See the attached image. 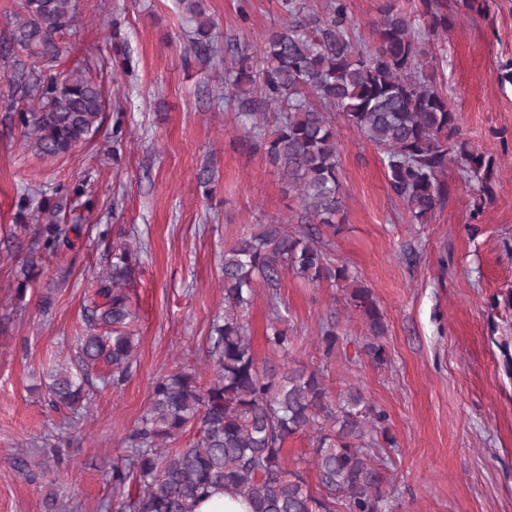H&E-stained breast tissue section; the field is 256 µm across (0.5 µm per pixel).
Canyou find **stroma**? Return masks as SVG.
I'll use <instances>...</instances> for the list:
<instances>
[{
    "label": "stroma",
    "instance_id": "1",
    "mask_svg": "<svg viewBox=\"0 0 512 512\" xmlns=\"http://www.w3.org/2000/svg\"><path fill=\"white\" fill-rule=\"evenodd\" d=\"M347 0L356 35L370 37L387 3ZM453 25L432 42L437 80L458 114L460 136L493 159L492 198L449 164L450 194L429 223H411L388 186L382 154L337 121L344 228L324 233L327 253L347 266L354 287L370 288L384 315L388 361L354 363L343 350L324 356L320 330L333 320L345 340L368 335L347 291L283 274L277 292L257 285L247 313L258 362L307 366L330 391L359 388L389 415L395 447H383L394 512H512V377L500 342L512 343V0L487 12L447 0ZM281 0H204L221 50H259L281 27ZM76 26L56 35L62 69L89 67L105 98L104 120L86 144L57 161L42 159L0 102V512H113L137 493L112 484V464L144 414L151 383L182 368L215 377L209 339L224 313V250L259 225L291 232L306 216L262 152L242 142L224 98V73L191 45L180 0H79ZM121 124L120 143L112 127ZM213 175L204 197L197 175ZM28 230L10 237L20 197ZM40 224H78L79 246L17 296L18 246ZM139 248L127 287L135 313V361L105 385L93 369L85 418L68 423L48 402L46 372L77 361L89 294L120 246ZM51 296L50 315L39 308ZM277 323L287 353L270 349ZM32 461L30 468L18 457Z\"/></svg>",
    "mask_w": 512,
    "mask_h": 512
}]
</instances>
